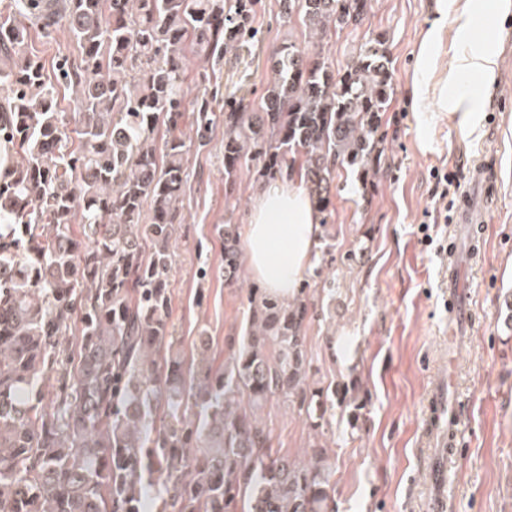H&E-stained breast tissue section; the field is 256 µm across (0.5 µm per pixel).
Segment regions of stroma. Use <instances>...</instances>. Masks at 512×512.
Segmentation results:
<instances>
[{
  "mask_svg": "<svg viewBox=\"0 0 512 512\" xmlns=\"http://www.w3.org/2000/svg\"><path fill=\"white\" fill-rule=\"evenodd\" d=\"M435 0H372L363 24L330 37L325 53L336 68L354 47L384 35L391 59L393 98L383 116L385 149L369 176V194L355 172L339 171L331 187L328 224L317 262L335 284L316 288L318 315L304 328L311 380L340 383L358 377L360 410L350 419L336 409L322 435L287 400L268 404L262 417L272 446L303 457L323 445L335 469L336 512H429L436 493L423 437L428 399L444 387L461 409V451L446 468L453 512H512V20L498 37L503 62L486 107L481 141L461 140L437 96L414 104V69L422 39L436 19ZM279 0H257L253 42L225 57V94L257 108L272 48L304 46L299 23L282 26ZM183 202L184 228L175 246L171 317L185 363L198 361V337L211 339L208 357L223 368L242 332L246 292L224 283V250L217 234L226 221L246 225L255 198V169L236 173L238 204L227 215L224 126L208 146L192 149ZM458 182L439 209L436 172ZM470 199L482 238L472 254L454 217ZM431 244H424V236ZM463 280L460 323L448 317L449 262Z\"/></svg>",
  "mask_w": 512,
  "mask_h": 512,
  "instance_id": "1",
  "label": "stroma"
}]
</instances>
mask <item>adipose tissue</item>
<instances>
[{
    "label": "adipose tissue",
    "mask_w": 512,
    "mask_h": 512,
    "mask_svg": "<svg viewBox=\"0 0 512 512\" xmlns=\"http://www.w3.org/2000/svg\"><path fill=\"white\" fill-rule=\"evenodd\" d=\"M436 11L452 16V29L442 20L426 34L417 67L414 95L440 92L442 109L463 138L485 134V107L501 64L494 42L475 38L479 21L502 23L512 16V0H436ZM454 52L447 68H439L437 52L444 38ZM322 233L320 215L295 182H277L256 193L245 249L248 263L271 293L293 297L311 264Z\"/></svg>",
    "instance_id": "1"
}]
</instances>
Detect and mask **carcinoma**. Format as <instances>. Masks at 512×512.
<instances>
[{
	"instance_id": "carcinoma-1",
	"label": "carcinoma",
	"mask_w": 512,
	"mask_h": 512,
	"mask_svg": "<svg viewBox=\"0 0 512 512\" xmlns=\"http://www.w3.org/2000/svg\"><path fill=\"white\" fill-rule=\"evenodd\" d=\"M370 3L280 0L307 45L271 51L253 112L224 108L216 70L255 38L254 0H12L0 12V512H141L146 469L162 477L155 512H334L324 448L283 454L260 416L283 397L316 432L349 391L308 382L309 285L290 300L247 288L242 341L189 393L168 273L189 154L217 117L231 198L253 163L262 182L297 175L324 214L336 172H365L384 150L386 39L339 71L323 54ZM61 28L77 52L52 81L29 40ZM191 53L205 63L192 98ZM60 86L75 94L70 114ZM217 231L224 284L240 288V225Z\"/></svg>"
}]
</instances>
